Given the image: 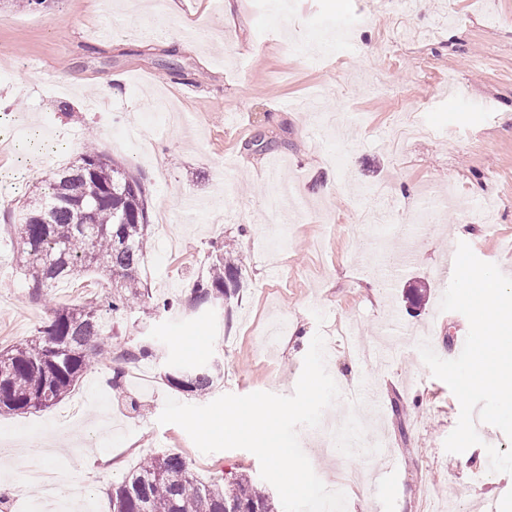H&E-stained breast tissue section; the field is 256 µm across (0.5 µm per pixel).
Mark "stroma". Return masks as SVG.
<instances>
[{
    "instance_id": "1",
    "label": "stroma",
    "mask_w": 512,
    "mask_h": 512,
    "mask_svg": "<svg viewBox=\"0 0 512 512\" xmlns=\"http://www.w3.org/2000/svg\"><path fill=\"white\" fill-rule=\"evenodd\" d=\"M177 2V13L134 21L122 4L106 18L87 0L32 12L0 0V58L14 62L0 70V101L12 102L0 109V349L111 288L91 271L38 292L13 260L14 217L37 177L77 161L90 134L141 179L150 213L174 217L151 226L140 277L153 295L189 299L219 244L246 256L244 286L224 304L115 317L118 350L154 349L137 362L143 380L125 378L115 393L113 361L99 362L60 402L1 414L0 448L35 455L50 441L52 469L87 484L96 512H111L114 483L173 452L199 480L243 472L277 498L253 453L205 454L160 423L166 398L200 402L164 374L216 363L209 399L289 396L319 332L337 340L326 367L341 396L323 426L298 435L316 475L341 484L348 512H372L377 493L387 512L450 500L480 512L487 497L512 512V475L490 472L486 451L512 441L480 421V444L446 452L460 404L418 350L426 341L457 356L450 339L465 317L439 304L459 243L512 277V0H415L408 12L378 0H289L286 11L271 0L220 11ZM129 127L152 133L149 156L125 139ZM270 168L296 200L281 229L265 222ZM432 192L456 201L421 213ZM386 206L391 228L378 240L371 210ZM417 214L422 231L400 234ZM416 283L427 288L417 307L405 299Z\"/></svg>"
}]
</instances>
